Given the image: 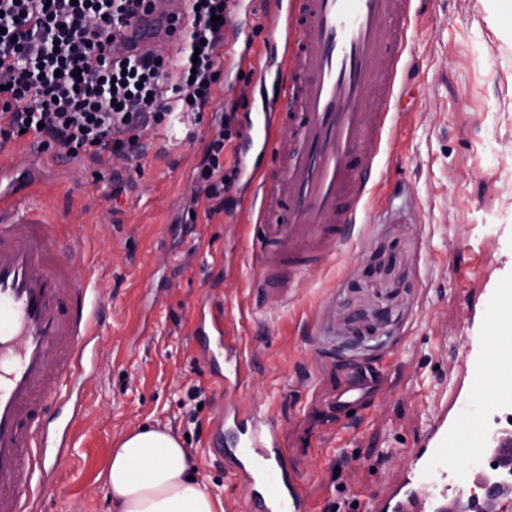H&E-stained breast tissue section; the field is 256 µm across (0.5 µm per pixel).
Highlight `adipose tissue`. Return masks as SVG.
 <instances>
[{
    "mask_svg": "<svg viewBox=\"0 0 512 512\" xmlns=\"http://www.w3.org/2000/svg\"><path fill=\"white\" fill-rule=\"evenodd\" d=\"M193 473L178 439L143 427L113 449L104 480L118 512H215L213 498Z\"/></svg>",
    "mask_w": 512,
    "mask_h": 512,
    "instance_id": "obj_1",
    "label": "adipose tissue"
}]
</instances>
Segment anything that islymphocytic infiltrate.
<instances>
[{"mask_svg": "<svg viewBox=\"0 0 512 512\" xmlns=\"http://www.w3.org/2000/svg\"><path fill=\"white\" fill-rule=\"evenodd\" d=\"M145 0H0V143L31 136L40 151L76 160L119 155L129 171L113 173L112 193L141 171L145 132L168 126L172 113L201 116L219 85L230 0H189L172 25L177 54L116 56L112 46ZM233 113L222 114L195 181L205 217L223 211L238 167H225Z\"/></svg>", "mask_w": 512, "mask_h": 512, "instance_id": "f902f5d3", "label": "lymphocytic infiltrate"}]
</instances>
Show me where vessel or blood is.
Listing matches in <instances>:
<instances>
[{"instance_id":"b4317fda","label":"vessel or blood","mask_w":512,"mask_h":512,"mask_svg":"<svg viewBox=\"0 0 512 512\" xmlns=\"http://www.w3.org/2000/svg\"><path fill=\"white\" fill-rule=\"evenodd\" d=\"M285 2L274 17L279 91L263 104L269 117L257 133L256 160L272 167L255 179L257 199L245 211L256 216L248 247L262 283L287 294L302 272L330 261L329 245L344 242L345 225L359 219L389 127L413 0ZM185 4L151 0L123 32L125 54H148ZM281 125L288 140L273 135ZM40 163L37 156L22 159L21 173L0 193V512H36L53 484L44 459L70 446L84 412L87 355L102 335L92 276L77 268L79 237L59 239L57 225L24 187ZM195 336L211 348L224 390L248 387L250 364L223 311H198ZM506 407L512 345L480 337L464 408L431 420L418 447L405 449L398 480L371 493L365 512H479L467 489L485 477L479 463L499 453L480 417ZM222 426L232 438L225 470L244 488L240 512H312L269 413L229 406ZM450 473L452 489L445 483Z\"/></svg>"}]
</instances>
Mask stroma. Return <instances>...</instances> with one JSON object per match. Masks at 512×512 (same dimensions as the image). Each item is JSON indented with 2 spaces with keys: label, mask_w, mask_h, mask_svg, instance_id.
<instances>
[{
  "label": "stroma",
  "mask_w": 512,
  "mask_h": 512,
  "mask_svg": "<svg viewBox=\"0 0 512 512\" xmlns=\"http://www.w3.org/2000/svg\"><path fill=\"white\" fill-rule=\"evenodd\" d=\"M220 86L202 120L176 123L152 146L132 187L113 196L117 164L44 155L32 189L62 235L82 240L106 334L83 385L85 413L40 512H115L103 471L142 425L184 438L218 512L242 491L211 445L229 404L271 411L313 512L366 494L400 473L460 378L481 318L512 312V20L491 26L481 0H416L407 69L397 82L372 195L330 264L291 295L268 292L242 239L246 214L225 206L190 221L195 173L220 113L247 121L272 85L256 57L276 33L268 0H235ZM224 316L251 364L237 393L213 384L210 355L191 338L201 296ZM363 377L370 397L340 414L338 391Z\"/></svg>",
  "instance_id": "stroma-1"
}]
</instances>
